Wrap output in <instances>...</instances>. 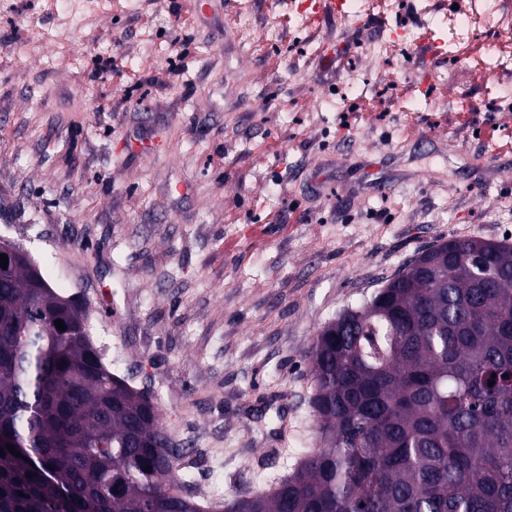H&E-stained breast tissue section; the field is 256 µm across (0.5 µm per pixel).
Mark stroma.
Listing matches in <instances>:
<instances>
[{"mask_svg": "<svg viewBox=\"0 0 512 512\" xmlns=\"http://www.w3.org/2000/svg\"><path fill=\"white\" fill-rule=\"evenodd\" d=\"M80 2L0 0V241L87 305L94 342L186 449L195 500L252 496L290 450L321 445L306 358L320 327L423 250L512 234V112L472 59L423 45L414 66L371 63L331 19L265 62L288 0H222L185 33V0L78 20ZM240 15L249 30L227 38ZM146 54L134 88L103 69ZM345 83L353 111H310ZM320 178L336 191L313 205ZM290 210L301 223L275 224Z\"/></svg>", "mask_w": 512, "mask_h": 512, "instance_id": "1", "label": "stroma"}]
</instances>
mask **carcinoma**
<instances>
[{"label": "carcinoma", "mask_w": 512, "mask_h": 512, "mask_svg": "<svg viewBox=\"0 0 512 512\" xmlns=\"http://www.w3.org/2000/svg\"><path fill=\"white\" fill-rule=\"evenodd\" d=\"M2 249L0 512H204L185 496L192 462L108 366L83 305ZM307 358L323 447L221 512H512L511 243L420 253Z\"/></svg>", "instance_id": "cac0c4a2"}]
</instances>
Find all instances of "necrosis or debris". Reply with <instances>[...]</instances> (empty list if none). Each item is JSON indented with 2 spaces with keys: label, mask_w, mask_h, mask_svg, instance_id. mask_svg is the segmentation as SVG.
I'll list each match as a JSON object with an SVG mask.
<instances>
[{
  "label": "necrosis or debris",
  "mask_w": 512,
  "mask_h": 512,
  "mask_svg": "<svg viewBox=\"0 0 512 512\" xmlns=\"http://www.w3.org/2000/svg\"><path fill=\"white\" fill-rule=\"evenodd\" d=\"M339 21L367 30L361 49L375 61L401 60L412 64L414 50L428 42L434 27L446 25L447 43L437 53L453 61L469 46L480 49L482 71L507 77L492 98L493 107L512 108V0H340Z\"/></svg>",
  "instance_id": "1"
}]
</instances>
